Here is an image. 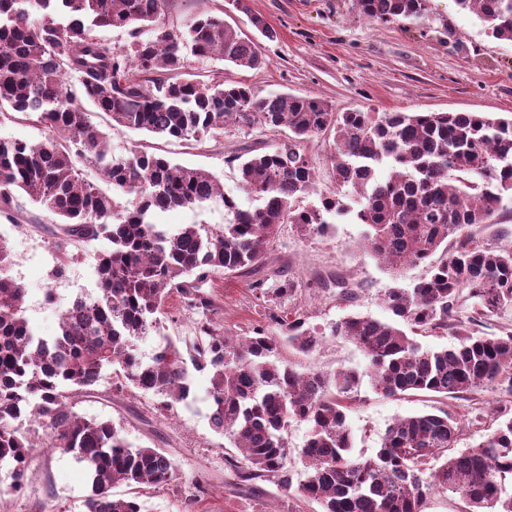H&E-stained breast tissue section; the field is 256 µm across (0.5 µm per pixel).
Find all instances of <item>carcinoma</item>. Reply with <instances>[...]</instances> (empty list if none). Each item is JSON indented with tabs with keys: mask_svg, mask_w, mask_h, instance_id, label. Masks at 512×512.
<instances>
[{
	"mask_svg": "<svg viewBox=\"0 0 512 512\" xmlns=\"http://www.w3.org/2000/svg\"><path fill=\"white\" fill-rule=\"evenodd\" d=\"M428 0H356L361 16L416 20ZM476 14L487 34L512 42V0H456ZM169 0H0V108L41 124L38 143L0 139V211L15 193L58 216L63 233L104 238L97 257V288L73 297L61 312L60 332L36 338L24 312L25 288L11 274V250L0 235V467L10 466L14 494L27 481L34 448L72 454L90 485L87 512H143L138 497H117L116 484L161 486L175 466L155 448H134L110 420L86 418L70 398L92 391L111 369L118 380L170 411L192 390L193 372L211 373V422L241 451V481L268 473L291 487L288 426L309 425L300 455L305 476L297 488L321 512H424L435 488L465 499L469 512H512V418L471 448H456L462 422L443 411L398 416L372 455L355 454L347 401L363 377L396 397L430 393L456 398L478 389L512 395V334H463L450 348H425L395 322L348 315L330 335L356 345L368 358L363 371L338 368L300 373L277 361L286 344L316 350L325 333L300 317L268 319L280 334L262 330L234 341L217 332L200 293L209 273H252L263 267L284 224L305 237H328L332 218L355 213L367 226L369 255L393 276L433 256L448 238L459 246L410 288L390 289L384 304L413 329L463 330V291L483 312L512 309V246L475 240L473 230L512 201V117L468 112H336L310 95L257 97L245 83L201 81L187 54L216 58L239 69H259L262 43L224 16L195 15L179 29L166 25ZM98 28L126 33L116 44ZM76 79L68 82L67 77ZM112 126L179 142H198L228 122L270 130L286 139L245 158L239 188L259 205L242 210L213 174L160 154L133 150L115 156L92 111ZM334 134L335 186L318 202L301 205L314 190L308 142ZM388 175L378 178V170ZM93 168L105 191L83 176ZM350 186L357 207L339 189ZM219 198L227 214L205 224L169 228L159 213L194 209ZM252 282L272 304L298 292L279 271ZM178 293L201 313L188 342L166 337L149 359L136 341L158 332L166 300Z\"/></svg>",
	"mask_w": 512,
	"mask_h": 512,
	"instance_id": "obj_1",
	"label": "carcinoma"
}]
</instances>
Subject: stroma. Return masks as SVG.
Here are the masks:
<instances>
[{
	"label": "stroma",
	"instance_id": "stroma-1",
	"mask_svg": "<svg viewBox=\"0 0 512 512\" xmlns=\"http://www.w3.org/2000/svg\"><path fill=\"white\" fill-rule=\"evenodd\" d=\"M248 13H235L230 23L251 32L249 15L262 17L274 29V40L263 43L266 64L258 70L238 69L217 59L190 58L191 72L218 76L225 83L249 84L258 96L293 93L319 97L333 110L347 112H473L491 118L512 115V42L488 36L477 16L459 10L455 0H428L425 15L415 22H373L359 15L354 0H246ZM92 123L108 132L115 155L142 150L165 155L185 166L216 175L225 193L240 208L255 207L254 196L239 191L240 158L266 151L281 133L258 125L231 123L223 134L185 145L126 128H116L103 113ZM331 239L300 235L289 224L269 252L261 275L284 270L301 283L298 294L281 300L282 311L307 317L325 327L350 314L390 320L383 298L393 283L363 246V225L351 217L336 219ZM0 233L13 253L12 276L26 290L24 317L38 336L56 335L59 303L97 284L96 256L106 240L69 241L74 260L64 277L55 279L54 245L63 236L60 220L45 208L18 195L11 211L0 215ZM253 275L213 274L201 291L213 304L210 315L218 331L245 336L266 325L268 303L252 286ZM53 291L57 304L45 301ZM467 333L502 336L512 331V310L476 315V301L461 297ZM282 362L296 370H362L363 352L339 336L326 337L315 351L304 354L285 347ZM210 375L195 373L193 392L174 411L154 409L138 391L117 390L104 377L95 391L77 397L76 413L112 421L135 447L163 451L175 464L168 484L141 490L144 512H320L319 506L296 490L281 487L278 478L258 481L256 491L240 486L229 447L210 421ZM448 411L464 424L458 448L476 445L500 420L512 417V395L478 390L461 399L429 394L385 397L361 382L347 411L357 452L379 448L387 424L397 416ZM29 480L21 493L8 492L9 469L0 470V512H86L88 495L84 467L72 455L49 448L33 449Z\"/></svg>",
	"mask_w": 512,
	"mask_h": 512
}]
</instances>
